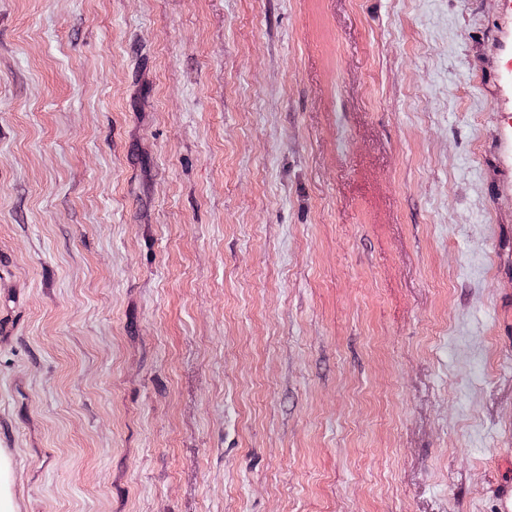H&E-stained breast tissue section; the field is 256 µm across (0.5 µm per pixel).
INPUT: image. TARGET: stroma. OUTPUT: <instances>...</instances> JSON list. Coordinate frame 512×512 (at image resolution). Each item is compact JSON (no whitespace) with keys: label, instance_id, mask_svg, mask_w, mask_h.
Segmentation results:
<instances>
[{"label":"stroma","instance_id":"35a3bbf8","mask_svg":"<svg viewBox=\"0 0 512 512\" xmlns=\"http://www.w3.org/2000/svg\"><path fill=\"white\" fill-rule=\"evenodd\" d=\"M504 0H0L6 512H497Z\"/></svg>","mask_w":512,"mask_h":512}]
</instances>
